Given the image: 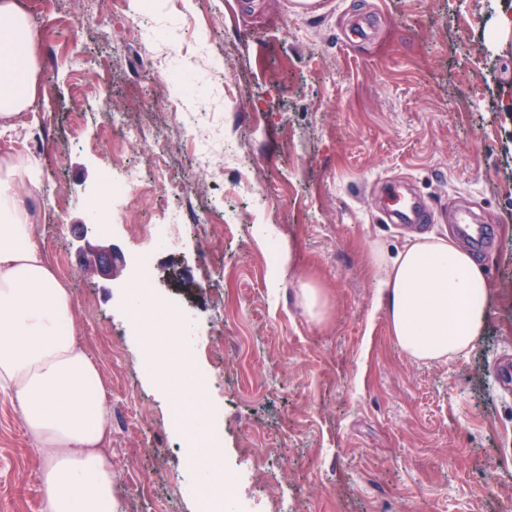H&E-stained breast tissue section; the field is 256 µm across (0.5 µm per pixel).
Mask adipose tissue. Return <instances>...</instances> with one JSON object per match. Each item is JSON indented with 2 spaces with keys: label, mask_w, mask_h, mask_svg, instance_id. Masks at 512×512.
Here are the masks:
<instances>
[{
  "label": "adipose tissue",
  "mask_w": 512,
  "mask_h": 512,
  "mask_svg": "<svg viewBox=\"0 0 512 512\" xmlns=\"http://www.w3.org/2000/svg\"><path fill=\"white\" fill-rule=\"evenodd\" d=\"M38 24L20 0H0V136L33 127ZM35 159L0 154V389L10 391L44 461L42 512H120L104 448L112 412L97 364L69 328L75 307L37 239ZM378 304L410 357L443 361L482 336L494 287L464 247L419 236L396 254L374 248Z\"/></svg>",
  "instance_id": "adipose-tissue-1"
}]
</instances>
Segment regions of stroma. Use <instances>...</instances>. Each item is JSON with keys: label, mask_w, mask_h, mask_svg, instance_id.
Returning <instances> with one entry per match:
<instances>
[{"label": "stroma", "mask_w": 512, "mask_h": 512, "mask_svg": "<svg viewBox=\"0 0 512 512\" xmlns=\"http://www.w3.org/2000/svg\"><path fill=\"white\" fill-rule=\"evenodd\" d=\"M22 4L41 27L38 125L9 146L40 163L38 241L122 419L106 453L123 512H198L182 489L207 475L229 485L224 512H512V38H489L512 0ZM104 105L145 141L125 142ZM156 138L167 184L143 198ZM108 171L131 190L100 241L127 261L152 250L150 292L186 310L191 335L224 333L196 358L217 386L203 423L223 453L195 467L172 421L186 383L145 371L125 277L81 262ZM393 182L432 222H384ZM461 210L491 230L475 253L495 287L489 319L470 352L418 361L376 304L367 247L456 236ZM163 217L176 243L140 237ZM272 248L291 253L275 291ZM304 282L326 291L322 321ZM41 465L0 393V512H41Z\"/></svg>", "instance_id": "1"}]
</instances>
